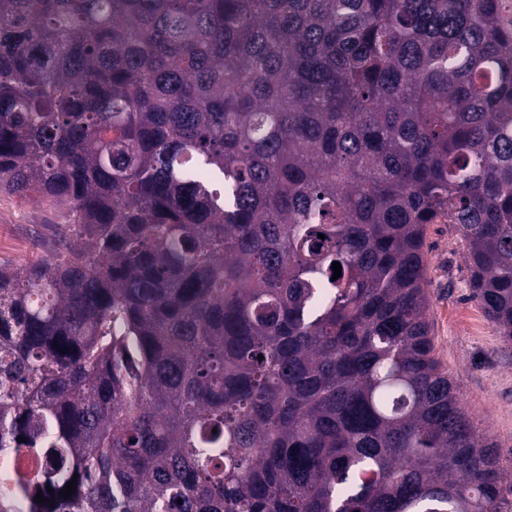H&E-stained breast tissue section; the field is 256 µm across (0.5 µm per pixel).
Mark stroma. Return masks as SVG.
<instances>
[{
  "label": "stroma",
  "mask_w": 512,
  "mask_h": 512,
  "mask_svg": "<svg viewBox=\"0 0 512 512\" xmlns=\"http://www.w3.org/2000/svg\"><path fill=\"white\" fill-rule=\"evenodd\" d=\"M54 221L48 207L0 195V261L27 268L41 254L31 235L33 226ZM464 249L451 226L428 225L431 332L443 368L460 384L469 417L490 436L507 464L512 462V342L496 333L472 297Z\"/></svg>",
  "instance_id": "stroma-1"
}]
</instances>
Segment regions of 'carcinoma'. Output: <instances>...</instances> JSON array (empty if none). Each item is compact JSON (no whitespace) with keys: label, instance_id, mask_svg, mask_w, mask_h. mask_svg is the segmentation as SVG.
<instances>
[{"label":"carcinoma","instance_id":"1","mask_svg":"<svg viewBox=\"0 0 512 512\" xmlns=\"http://www.w3.org/2000/svg\"><path fill=\"white\" fill-rule=\"evenodd\" d=\"M511 7L0 0V512H503L424 238L511 342ZM54 222L47 206L0 195V261H8L19 269L27 268L42 255L31 235L33 224ZM27 449L23 448L19 453L0 457V488H4L5 479L13 475L14 470L20 465L32 464L46 468L49 466L46 458H37L27 455Z\"/></svg>","mask_w":512,"mask_h":512}]
</instances>
